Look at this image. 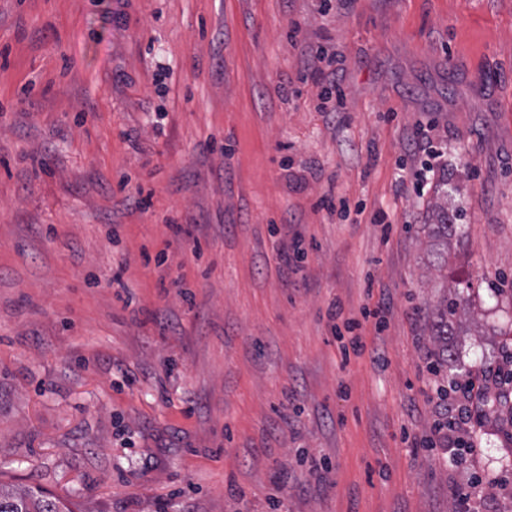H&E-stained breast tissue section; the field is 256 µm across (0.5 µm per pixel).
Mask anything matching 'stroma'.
I'll return each instance as SVG.
<instances>
[{"instance_id": "35a3bbf8", "label": "stroma", "mask_w": 512, "mask_h": 512, "mask_svg": "<svg viewBox=\"0 0 512 512\" xmlns=\"http://www.w3.org/2000/svg\"><path fill=\"white\" fill-rule=\"evenodd\" d=\"M334 304L383 307L365 355ZM507 344L512 0H0V483L73 512H453L466 473L412 446L426 382ZM473 440L512 478V400ZM436 243L434 244L433 254L436 259L438 270L448 267V235L450 236L455 229V224H448L447 207H439L435 216V223L431 224ZM462 302L460 295L454 297L445 296L436 307L437 319L430 328V336L438 343V353L443 361L448 364V324L456 316Z\"/></svg>"}]
</instances>
